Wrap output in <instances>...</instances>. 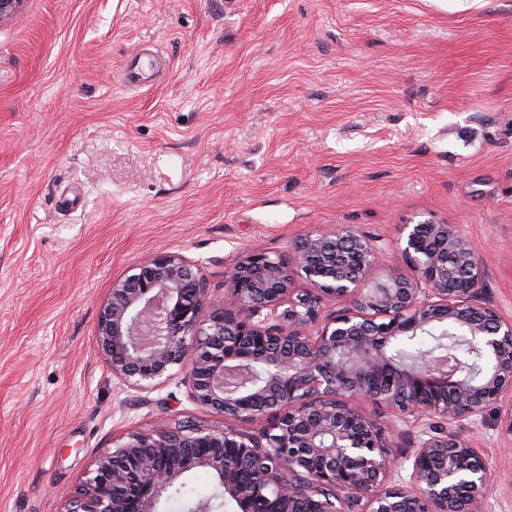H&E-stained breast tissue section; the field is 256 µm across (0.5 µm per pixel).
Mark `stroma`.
Instances as JSON below:
<instances>
[{"label":"stroma","mask_w":512,"mask_h":512,"mask_svg":"<svg viewBox=\"0 0 512 512\" xmlns=\"http://www.w3.org/2000/svg\"><path fill=\"white\" fill-rule=\"evenodd\" d=\"M454 224L512 319V0H24L0 24V512H64L96 457L206 419L96 342L112 283L170 253L216 293L244 252L346 224ZM469 437L512 512V446Z\"/></svg>","instance_id":"1"}]
</instances>
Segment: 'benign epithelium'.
Listing matches in <instances>:
<instances>
[{
	"mask_svg": "<svg viewBox=\"0 0 512 512\" xmlns=\"http://www.w3.org/2000/svg\"><path fill=\"white\" fill-rule=\"evenodd\" d=\"M414 275L378 274L381 248L349 226L296 238L284 253L253 248L224 295L191 261L151 256L112 283L96 341L112 376L150 393L179 379L222 420L131 431L101 453L65 512H161L191 472L209 471L233 512H486L490 469L463 432L498 407L512 441V320L483 294L486 265L453 224L401 228ZM305 287H295V279ZM331 301L345 304L329 312ZM445 327L490 368L474 376L432 359L399 365L403 336ZM269 372L229 390L235 368ZM260 428L248 431L247 423ZM419 428L408 481L390 426ZM258 464L243 479L237 461Z\"/></svg>",
	"mask_w": 512,
	"mask_h": 512,
	"instance_id": "7a95c632",
	"label": "benign epithelium"
}]
</instances>
